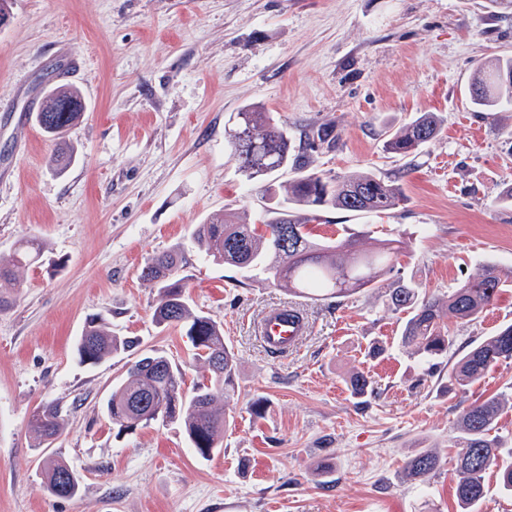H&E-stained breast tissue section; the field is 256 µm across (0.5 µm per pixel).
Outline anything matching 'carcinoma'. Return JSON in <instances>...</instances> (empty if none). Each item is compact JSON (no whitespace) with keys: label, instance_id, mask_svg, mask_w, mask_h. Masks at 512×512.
Segmentation results:
<instances>
[{"label":"carcinoma","instance_id":"cac0c4a2","mask_svg":"<svg viewBox=\"0 0 512 512\" xmlns=\"http://www.w3.org/2000/svg\"><path fill=\"white\" fill-rule=\"evenodd\" d=\"M502 71L512 72V56H499L480 66L471 83V104L478 112H512V83L499 80ZM85 111L81 92L70 85H56L43 96L36 122L49 138L57 139L80 120ZM439 118L424 112L410 122L385 131L384 149L399 157L418 152L439 133ZM305 145L335 147L333 127L312 124L304 131ZM224 140L240 172L270 196V178L288 168L301 171L305 155L292 154L288 123L255 104L244 106L224 127ZM51 162L66 171L73 162V149L56 150ZM404 196L396 181L373 173L301 172L286 185L283 197L265 209L257 224L238 221L232 213L214 215L197 225L194 238L205 256L215 262L237 266L262 276L270 286H284L311 300L350 297L366 288H376L394 272L398 247L393 240H381L372 249L361 248L359 240H319L311 237L309 224L322 220V213L391 214ZM44 254L43 243L28 239L7 258L0 259V312L16 299V271ZM184 257L172 250L148 258L141 276L154 284L158 302L153 321L160 327L180 328L193 349V360L207 368L210 376L185 388V370L160 354H144L112 386L105 404L107 417L121 431H132L151 423L179 420L190 447L208 457L222 447L226 417L223 406L233 399L237 363L231 346L224 341L223 327L189 303L188 278L181 275ZM512 274L487 265L475 277L467 278L448 294L422 296L417 288L397 284L388 288L392 309L406 314L401 334L403 346L429 359L456 354V336L444 319L453 316L463 322L476 320L498 298ZM134 346L126 337L112 334L102 321L92 320L79 336V360L95 365L105 357ZM512 361V324L484 339L469 344L450 371L455 388L462 390L479 380L491 368ZM501 400L491 396L476 401L460 412L457 429L461 450L455 470V496L465 510L485 496V474L496 466L502 489L512 493V463L499 465L495 430ZM64 427L59 406L36 407L29 428L36 447L49 448ZM441 459L432 451H420L408 458L404 472L411 479L434 473ZM42 488L51 495L73 497L80 488L77 473L54 453L41 460Z\"/></svg>","mask_w":512,"mask_h":512}]
</instances>
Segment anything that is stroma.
Listing matches in <instances>:
<instances>
[{
  "instance_id": "1",
  "label": "stroma",
  "mask_w": 512,
  "mask_h": 512,
  "mask_svg": "<svg viewBox=\"0 0 512 512\" xmlns=\"http://www.w3.org/2000/svg\"><path fill=\"white\" fill-rule=\"evenodd\" d=\"M0 27V256L38 238L46 260L17 272L0 312V512H460L453 459L463 407L498 395L494 433L512 457V362L458 392L448 365L430 366L399 342L404 323L385 288L310 300L250 280L199 253L197 224L231 209L261 217L264 199L224 142V125L260 103L293 136L334 127L336 146L306 153L309 170L400 173L390 215L333 212L314 234L403 243L394 275L426 294L457 287L481 266L512 267V112H478L476 68L512 54V15L493 0H8ZM68 47L69 84L86 102L65 140V172L36 123ZM423 112L441 119L407 172L384 132ZM186 256L190 304L224 327L237 392L220 451L188 447L181 422L122 431L104 405L133 357L80 364L75 340L100 318L142 352L180 361L187 384L206 374L188 338L155 326L147 257ZM295 304L310 322L299 347L266 352L253 323ZM512 323V288L479 319L454 324L458 346ZM374 391L353 396L349 380ZM55 403L53 444L81 478L70 498L45 494L28 428ZM433 450L423 480L403 464Z\"/></svg>"
}]
</instances>
